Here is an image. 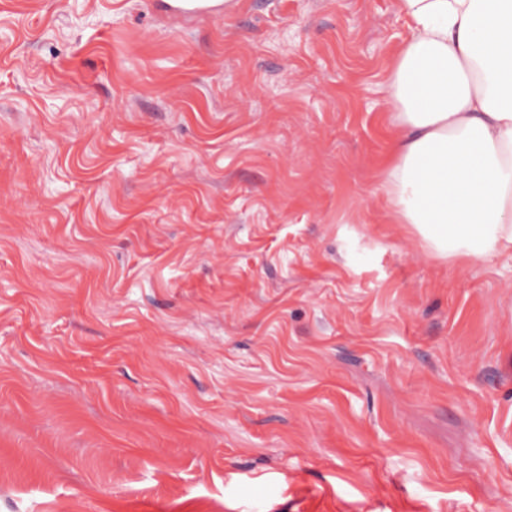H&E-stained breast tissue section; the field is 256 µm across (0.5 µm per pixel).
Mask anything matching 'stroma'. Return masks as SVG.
I'll use <instances>...</instances> for the list:
<instances>
[{
    "instance_id": "1",
    "label": "stroma",
    "mask_w": 512,
    "mask_h": 512,
    "mask_svg": "<svg viewBox=\"0 0 512 512\" xmlns=\"http://www.w3.org/2000/svg\"><path fill=\"white\" fill-rule=\"evenodd\" d=\"M395 0H0V512H512V258L382 190ZM165 11L170 18L210 17L224 12L223 0H168Z\"/></svg>"
}]
</instances>
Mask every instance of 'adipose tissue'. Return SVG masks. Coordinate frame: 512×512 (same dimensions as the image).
<instances>
[{
  "instance_id": "1",
  "label": "adipose tissue",
  "mask_w": 512,
  "mask_h": 512,
  "mask_svg": "<svg viewBox=\"0 0 512 512\" xmlns=\"http://www.w3.org/2000/svg\"><path fill=\"white\" fill-rule=\"evenodd\" d=\"M411 32L386 83L395 223L454 262L512 255V0H395Z\"/></svg>"
}]
</instances>
